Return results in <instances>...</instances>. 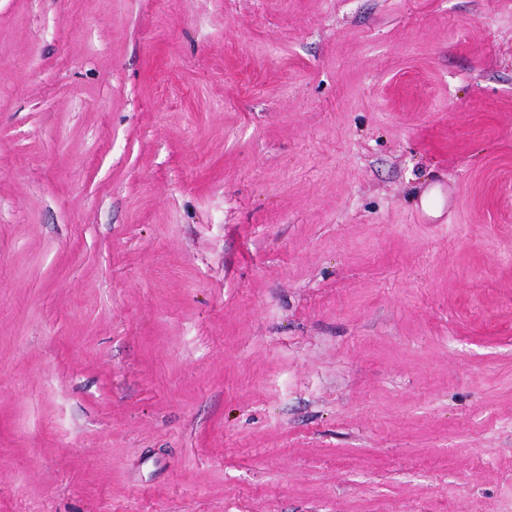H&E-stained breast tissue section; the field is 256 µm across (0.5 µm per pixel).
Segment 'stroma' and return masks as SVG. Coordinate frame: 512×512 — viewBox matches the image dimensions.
Segmentation results:
<instances>
[{
    "instance_id": "obj_1",
    "label": "stroma",
    "mask_w": 512,
    "mask_h": 512,
    "mask_svg": "<svg viewBox=\"0 0 512 512\" xmlns=\"http://www.w3.org/2000/svg\"><path fill=\"white\" fill-rule=\"evenodd\" d=\"M0 512H512V0H0Z\"/></svg>"
}]
</instances>
